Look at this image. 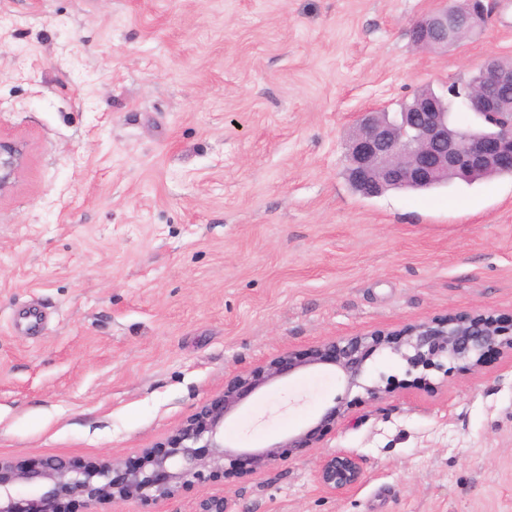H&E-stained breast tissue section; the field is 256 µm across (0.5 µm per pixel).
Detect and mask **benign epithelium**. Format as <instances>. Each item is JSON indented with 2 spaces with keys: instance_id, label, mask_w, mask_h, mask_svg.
Here are the masks:
<instances>
[{
  "instance_id": "benign-epithelium-1",
  "label": "benign epithelium",
  "mask_w": 512,
  "mask_h": 512,
  "mask_svg": "<svg viewBox=\"0 0 512 512\" xmlns=\"http://www.w3.org/2000/svg\"><path fill=\"white\" fill-rule=\"evenodd\" d=\"M463 11L439 9L413 27V42L423 48L437 39L441 48L457 43L462 26L475 30L485 21V0H467ZM482 78L462 93L471 115L490 117L491 127L463 131L450 118L444 101L430 92L415 99L405 112H361L346 144V176L366 197L394 188H418L458 177L468 180L482 173L512 172V105L497 89L512 84V70L490 60L480 68ZM23 164L20 145L0 140V193L8 190ZM388 350L406 362L408 370L436 371L445 375V362H463L469 370L481 366L490 351L512 352V323L490 316L459 315L433 318L400 332L375 331L349 339L326 340L305 356L288 350L267 363L240 372L224 383V390L203 405L157 447L143 448L137 463L104 457L74 467L60 458H44L19 468L0 458V512H70L82 503L86 512H100L109 502L166 505L194 482L221 478L226 468L246 461L258 473L303 455L318 436L336 427L349 414L347 398L339 395L326 407L314 426L289 434L265 448L234 449L224 443V421L248 398L278 379L319 365H333L346 390H364L360 402H377L390 395V385L361 382L366 360ZM364 475L361 459L349 451H336L320 461L318 481L330 492L358 485ZM25 488L29 494L21 495Z\"/></svg>"
}]
</instances>
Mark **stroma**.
<instances>
[{
	"mask_svg": "<svg viewBox=\"0 0 512 512\" xmlns=\"http://www.w3.org/2000/svg\"><path fill=\"white\" fill-rule=\"evenodd\" d=\"M446 0H0V457L136 461L233 375L283 351L485 312L512 322V176L355 192L359 112L446 94L512 58V0L448 50L411 29ZM301 458L187 487L163 512H512V355L420 380L389 352ZM334 366L224 422L238 448L315 424ZM364 467L342 492L322 456ZM22 164L23 149L21 146L0 140V194L12 186ZM364 475L361 459L349 451H336L320 461L318 481L330 492H341L358 485Z\"/></svg>",
	"mask_w": 512,
	"mask_h": 512,
	"instance_id": "obj_1",
	"label": "stroma"
}]
</instances>
